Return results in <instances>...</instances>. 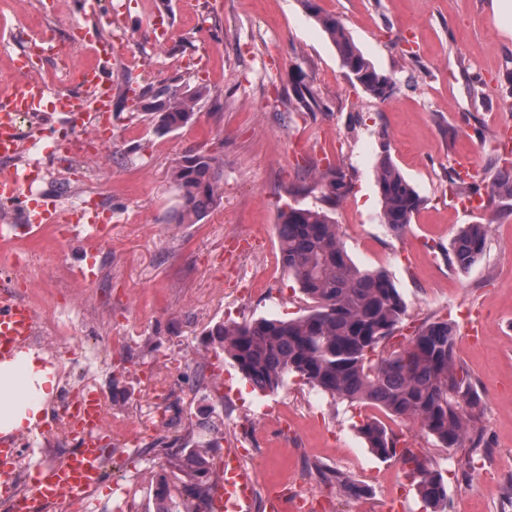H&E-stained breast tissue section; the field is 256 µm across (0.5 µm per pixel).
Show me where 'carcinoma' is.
<instances>
[{"label": "carcinoma", "instance_id": "obj_1", "mask_svg": "<svg viewBox=\"0 0 512 512\" xmlns=\"http://www.w3.org/2000/svg\"><path fill=\"white\" fill-rule=\"evenodd\" d=\"M336 45L343 67L365 93L385 101L395 93L392 80L378 72L350 40L342 23L313 10ZM298 103L309 111L320 106L312 87L294 88ZM201 90L188 94L158 91L151 95L159 127L177 130L195 116ZM178 190V219L195 224L221 200L224 160L206 152L186 155L173 171ZM322 205L281 211L278 224L284 271L310 301L307 313L294 319L259 317L219 322L207 333L215 353L227 354L256 389L276 391L291 374L322 393L350 403L366 402L398 418L416 421L423 433L444 448H462L461 468H475L478 450L486 446L476 427L482 397L469 373L455 362L454 330L446 320L425 322L406 343L389 348L406 313V303L381 270L356 267L343 249L338 224L330 215L350 191L344 171L320 173ZM380 218L401 234L422 200L387 153L376 165ZM512 201V162L504 160L493 179L489 198ZM488 224H469L452 243L449 261L461 269L484 252ZM368 448L381 459L399 458L410 467L427 512H446L448 488L442 474L411 451L376 418L358 426ZM186 464L173 462L181 475H156L154 512H206L210 475L206 455L219 447L215 427L199 424L189 440Z\"/></svg>", "mask_w": 512, "mask_h": 512}]
</instances>
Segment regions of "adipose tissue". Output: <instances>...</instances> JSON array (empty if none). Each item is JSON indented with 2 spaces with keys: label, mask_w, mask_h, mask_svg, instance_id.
Wrapping results in <instances>:
<instances>
[{
  "label": "adipose tissue",
  "mask_w": 512,
  "mask_h": 512,
  "mask_svg": "<svg viewBox=\"0 0 512 512\" xmlns=\"http://www.w3.org/2000/svg\"><path fill=\"white\" fill-rule=\"evenodd\" d=\"M56 386L53 371L42 368L34 355L0 363V431L34 426L44 417L43 401Z\"/></svg>",
  "instance_id": "obj_1"
}]
</instances>
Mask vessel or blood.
<instances>
[{
    "label": "vessel or blood",
    "instance_id": "vessel-or-blood-1",
    "mask_svg": "<svg viewBox=\"0 0 512 512\" xmlns=\"http://www.w3.org/2000/svg\"><path fill=\"white\" fill-rule=\"evenodd\" d=\"M78 92L47 102L43 84L27 79L10 84L0 95V152L8 154L17 149L14 115L18 112H41L52 107L56 112L87 114L108 110L109 85L97 68H86L79 81ZM73 214L53 206H41L30 234H38L45 224H74ZM36 311L31 304L15 294L0 295V361L15 357L34 333ZM68 418L74 428L81 430L78 448L58 465L36 468L31 495L17 497L14 512H41L42 506L62 497L80 499L104 480L106 451L103 447V411L92 397L83 396L70 405ZM17 454L14 436L0 437V484L11 486L13 463ZM211 507L213 512H253L254 497L251 476L238 457L236 449L224 451L221 478L215 488Z\"/></svg>",
    "mask_w": 512,
    "mask_h": 512
}]
</instances>
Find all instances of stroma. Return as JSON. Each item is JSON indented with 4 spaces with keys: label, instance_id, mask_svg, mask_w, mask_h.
<instances>
[{
    "label": "stroma",
    "instance_id": "stroma-1",
    "mask_svg": "<svg viewBox=\"0 0 512 512\" xmlns=\"http://www.w3.org/2000/svg\"><path fill=\"white\" fill-rule=\"evenodd\" d=\"M78 2L0 0V76L45 30L65 52L82 23L115 49L105 74L123 92L112 103L109 149L86 181L57 189L59 208L81 193L112 209L98 279L75 275L88 263L83 230L52 224L35 239L11 232L9 243L28 254L12 271L18 293L47 311L44 365L101 353L93 384L107 406L109 453L92 512H154L152 475L184 457L181 438L204 421L223 435L212 464L227 447L248 448L255 512L278 487L326 512H422L408 465L376 457L359 434L368 416L443 474L447 512H512V279L501 276L512 265V208L487 200L466 213L448 190L459 154L489 181L502 164L512 18L499 17L495 0H99L88 19ZM316 8L391 78L392 98L376 100L348 76ZM475 72L487 84L472 91ZM299 80L319 94V110L300 108ZM199 86L194 120L177 131L159 130L131 101L143 88ZM384 149L423 200L398 236L379 219ZM192 151L223 157L222 200L202 221L181 224L171 172ZM330 165L351 182L333 214L341 243L360 269L390 276L407 305L403 334L428 320L453 326L455 360L483 399L477 426L489 445L474 469L461 471V451L406 433L403 420L332 402L298 376L277 392L255 391L207 345L218 322L306 314L308 300L278 268L277 224L287 207L318 203L312 171ZM476 223L491 226L486 249L458 269L446 252ZM475 319L483 332L473 338L465 326ZM338 472L367 495L344 492Z\"/></svg>",
    "mask_w": 512,
    "mask_h": 512
}]
</instances>
